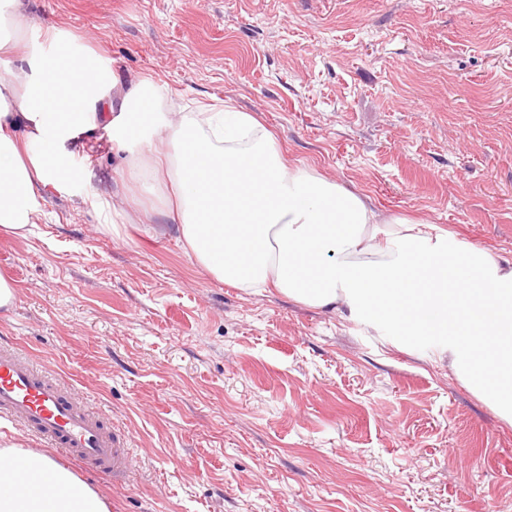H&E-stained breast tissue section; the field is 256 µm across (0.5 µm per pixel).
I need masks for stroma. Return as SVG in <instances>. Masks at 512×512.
Returning <instances> with one entry per match:
<instances>
[{"instance_id": "stroma-1", "label": "stroma", "mask_w": 512, "mask_h": 512, "mask_svg": "<svg viewBox=\"0 0 512 512\" xmlns=\"http://www.w3.org/2000/svg\"><path fill=\"white\" fill-rule=\"evenodd\" d=\"M28 48L52 25L186 111L232 101L289 160L512 259V0H24ZM152 210L121 236L51 195L0 236L16 346L72 383L133 450L120 481L75 464L122 512H512V425L431 347L187 257L103 144L73 171Z\"/></svg>"}]
</instances>
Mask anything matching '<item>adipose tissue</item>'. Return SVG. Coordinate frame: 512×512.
<instances>
[{
  "label": "adipose tissue",
  "mask_w": 512,
  "mask_h": 512,
  "mask_svg": "<svg viewBox=\"0 0 512 512\" xmlns=\"http://www.w3.org/2000/svg\"><path fill=\"white\" fill-rule=\"evenodd\" d=\"M0 14V233H30L48 194L71 193V164L103 130L136 185L169 181L164 215L217 281L340 312L413 350L435 345L456 376L512 424V262L431 224L379 221L371 198L307 164L232 102L184 111L148 79L121 81L108 62L47 28L25 53ZM85 204L113 234L134 209L94 193ZM30 485H23L21 474ZM61 458L0 432V512H111Z\"/></svg>",
  "instance_id": "1"
}]
</instances>
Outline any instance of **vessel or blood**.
Listing matches in <instances>:
<instances>
[{"label": "vessel or blood", "instance_id": "1", "mask_svg": "<svg viewBox=\"0 0 512 512\" xmlns=\"http://www.w3.org/2000/svg\"><path fill=\"white\" fill-rule=\"evenodd\" d=\"M0 416L23 424L92 470L116 480L127 473L130 457L98 412L71 385L37 369L13 346H0Z\"/></svg>", "mask_w": 512, "mask_h": 512}]
</instances>
